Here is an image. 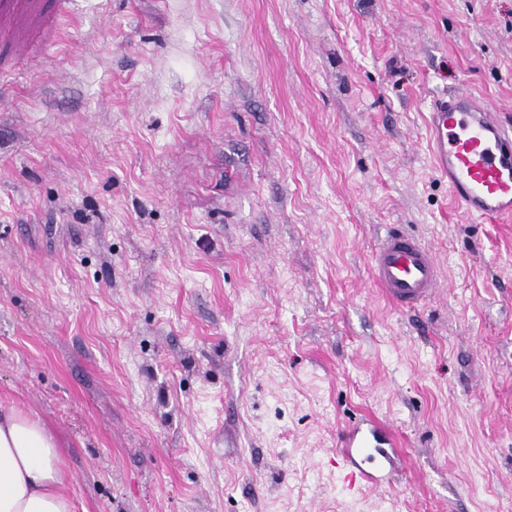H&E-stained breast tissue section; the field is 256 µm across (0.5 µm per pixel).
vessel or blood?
Masks as SVG:
<instances>
[{"instance_id":"vessel-or-blood-1","label":"vessel or blood","mask_w":512,"mask_h":512,"mask_svg":"<svg viewBox=\"0 0 512 512\" xmlns=\"http://www.w3.org/2000/svg\"><path fill=\"white\" fill-rule=\"evenodd\" d=\"M58 36L57 14L43 12L38 0H0V71ZM428 129L434 170L447 179L454 202L483 223L512 216V129L492 107L469 91L436 97ZM371 276L382 295L405 311L425 304L442 286L436 252L398 227L388 228L374 246ZM397 446L384 422L365 415L343 430L336 465L350 487L381 486L393 474Z\"/></svg>"}]
</instances>
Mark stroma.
Here are the masks:
<instances>
[{
	"label": "stroma",
	"instance_id": "stroma-1",
	"mask_svg": "<svg viewBox=\"0 0 512 512\" xmlns=\"http://www.w3.org/2000/svg\"><path fill=\"white\" fill-rule=\"evenodd\" d=\"M0 86V411L79 512H512V218L424 121L466 87L512 125V0H81ZM389 224L441 260L411 312ZM362 414L400 457L350 491ZM371 276L382 295L405 311L422 306L442 287L436 252L398 227L388 228L374 246Z\"/></svg>",
	"mask_w": 512,
	"mask_h": 512
}]
</instances>
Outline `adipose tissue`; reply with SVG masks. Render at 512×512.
<instances>
[{
  "label": "adipose tissue",
  "instance_id": "1",
  "mask_svg": "<svg viewBox=\"0 0 512 512\" xmlns=\"http://www.w3.org/2000/svg\"><path fill=\"white\" fill-rule=\"evenodd\" d=\"M68 480L42 421L16 408L0 415V512H75Z\"/></svg>",
  "mask_w": 512,
  "mask_h": 512
}]
</instances>
